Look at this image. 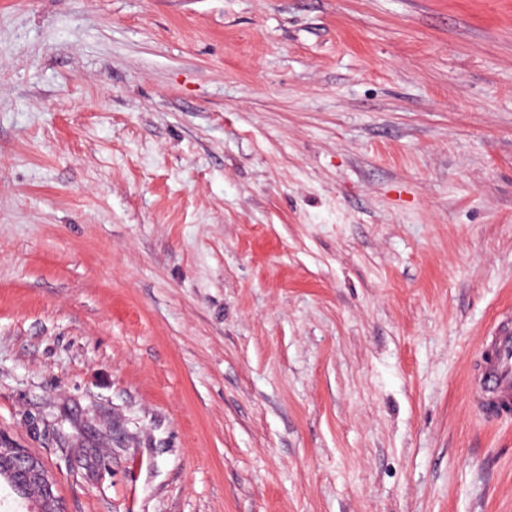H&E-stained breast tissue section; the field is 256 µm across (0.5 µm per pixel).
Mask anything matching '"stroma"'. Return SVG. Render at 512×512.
Listing matches in <instances>:
<instances>
[{"mask_svg":"<svg viewBox=\"0 0 512 512\" xmlns=\"http://www.w3.org/2000/svg\"><path fill=\"white\" fill-rule=\"evenodd\" d=\"M512 0H0V444L66 512H512ZM472 401L486 415L512 413V319L503 316L486 338L483 366L477 375ZM8 466L21 478L20 495L29 503V511H37L40 501L56 499V480L43 461L24 448H10Z\"/></svg>","mask_w":512,"mask_h":512,"instance_id":"1","label":"stroma"}]
</instances>
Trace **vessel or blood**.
Returning <instances> with one entry per match:
<instances>
[{
	"instance_id": "1",
	"label": "vessel or blood",
	"mask_w": 512,
	"mask_h": 512,
	"mask_svg": "<svg viewBox=\"0 0 512 512\" xmlns=\"http://www.w3.org/2000/svg\"><path fill=\"white\" fill-rule=\"evenodd\" d=\"M474 404L486 415L512 413V318L502 317L486 338L483 366L472 391Z\"/></svg>"
}]
</instances>
